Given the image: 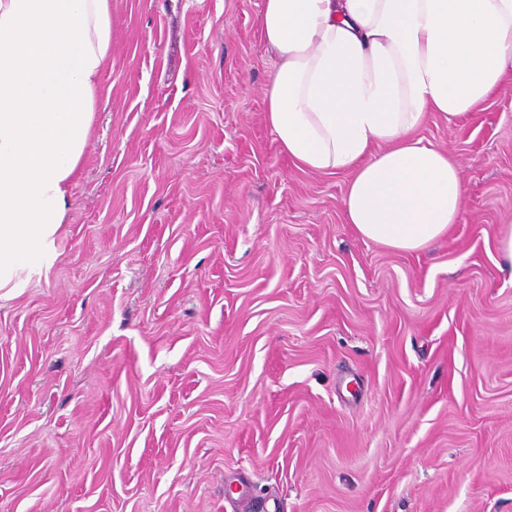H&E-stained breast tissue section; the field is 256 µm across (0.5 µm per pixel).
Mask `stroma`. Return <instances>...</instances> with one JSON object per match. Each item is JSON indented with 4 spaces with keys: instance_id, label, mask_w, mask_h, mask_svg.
<instances>
[{
    "instance_id": "obj_1",
    "label": "stroma",
    "mask_w": 512,
    "mask_h": 512,
    "mask_svg": "<svg viewBox=\"0 0 512 512\" xmlns=\"http://www.w3.org/2000/svg\"><path fill=\"white\" fill-rule=\"evenodd\" d=\"M263 0H112L53 264L0 298V512H512V81L416 135L469 211L360 238L263 121Z\"/></svg>"
}]
</instances>
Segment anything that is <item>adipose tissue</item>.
Instances as JSON below:
<instances>
[{"label":"adipose tissue","instance_id":"obj_1","mask_svg":"<svg viewBox=\"0 0 512 512\" xmlns=\"http://www.w3.org/2000/svg\"><path fill=\"white\" fill-rule=\"evenodd\" d=\"M265 121L298 168L351 172L365 240L418 251L467 211L459 163L415 132L512 77V0H263ZM112 60V0H0V289L54 260Z\"/></svg>","mask_w":512,"mask_h":512}]
</instances>
